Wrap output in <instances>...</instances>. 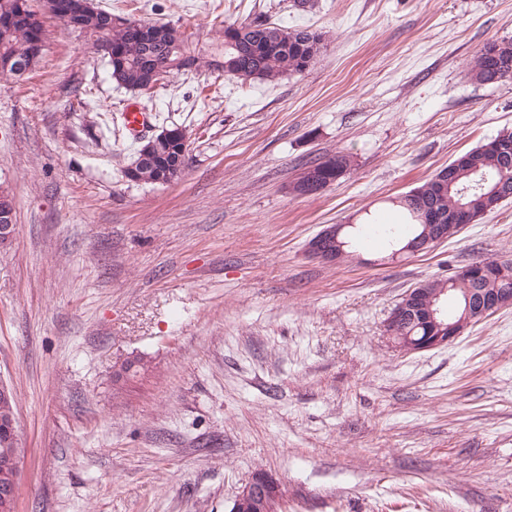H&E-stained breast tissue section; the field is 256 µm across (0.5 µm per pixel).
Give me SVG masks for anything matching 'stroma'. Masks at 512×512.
Listing matches in <instances>:
<instances>
[{
    "instance_id": "obj_1",
    "label": "stroma",
    "mask_w": 512,
    "mask_h": 512,
    "mask_svg": "<svg viewBox=\"0 0 512 512\" xmlns=\"http://www.w3.org/2000/svg\"><path fill=\"white\" fill-rule=\"evenodd\" d=\"M177 28L204 57L257 17L322 33L302 74L243 85L170 74L141 98L189 129L182 178L128 181L130 93L79 32L48 20L40 63L0 75V382L23 454L17 512H229L256 470L286 512H512V308L405 354L401 295L512 259V199L431 251L380 264L305 253L327 224L391 221L392 202L512 129V82L470 63L512 38V0H97ZM93 89L97 109L83 103ZM336 155L319 193L291 186ZM151 367L115 396L129 357ZM347 165V158L345 156H338L311 167L315 168V171L318 173V179L323 185H326L335 181L343 173ZM15 207L9 194H0V242L9 241L15 234Z\"/></svg>"
}]
</instances>
